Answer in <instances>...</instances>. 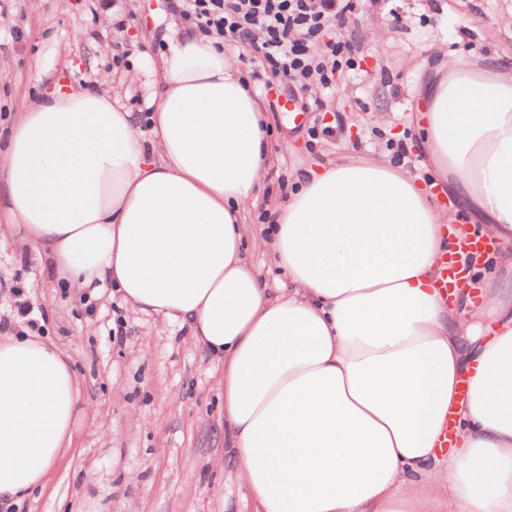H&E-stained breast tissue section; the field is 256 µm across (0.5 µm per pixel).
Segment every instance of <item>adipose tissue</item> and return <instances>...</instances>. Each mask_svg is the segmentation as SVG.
<instances>
[{
    "instance_id": "ef3b65f1",
    "label": "adipose tissue",
    "mask_w": 512,
    "mask_h": 512,
    "mask_svg": "<svg viewBox=\"0 0 512 512\" xmlns=\"http://www.w3.org/2000/svg\"><path fill=\"white\" fill-rule=\"evenodd\" d=\"M166 41L147 117L105 76L19 114L0 152V247L188 326L223 361L226 453L254 512H424L442 489L448 512H512V283L467 313L439 287L444 264L480 263L458 210L512 239V68L442 59L415 90L449 207L387 159L342 161L297 178L267 238L242 221L272 161L261 97L220 40ZM249 249L287 287H267ZM80 399L57 345L0 336V497L46 485ZM450 411L460 445L444 461ZM246 256L270 288H276V279L284 280L276 269L271 255L248 250Z\"/></svg>"
}]
</instances>
